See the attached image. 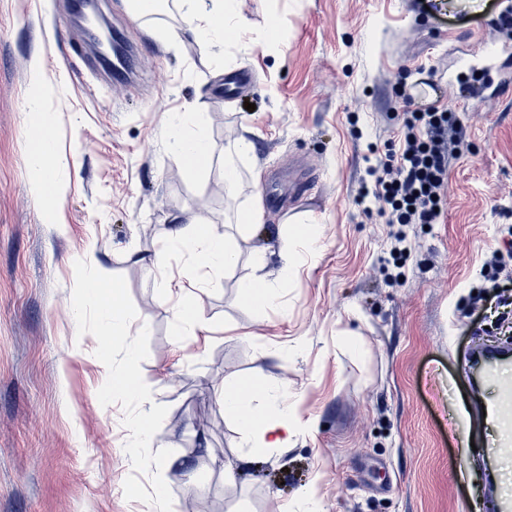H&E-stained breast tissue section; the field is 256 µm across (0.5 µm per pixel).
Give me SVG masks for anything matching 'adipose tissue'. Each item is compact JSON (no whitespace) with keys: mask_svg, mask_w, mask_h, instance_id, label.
<instances>
[{"mask_svg":"<svg viewBox=\"0 0 512 512\" xmlns=\"http://www.w3.org/2000/svg\"><path fill=\"white\" fill-rule=\"evenodd\" d=\"M189 30L194 38L207 44L223 43L231 34L243 30L235 0H201L200 5L189 8ZM54 120L51 113L38 114L39 136L33 151L34 185L39 193L54 191L55 184L50 176V159L54 153ZM202 118L195 107H187L183 116L173 123L172 145L189 169L199 170L209 159V147L200 127ZM188 247L192 257L188 276L220 267H232L238 256L226 240L210 234L198 222L177 226L167 247L153 256L145 258L150 268L165 265L170 247ZM269 389L247 390L228 389L220 395V402L226 415L232 417L240 429L251 436L255 449L265 450L284 447L288 434L295 422L290 407L270 403Z\"/></svg>","mask_w":512,"mask_h":512,"instance_id":"1","label":"adipose tissue"}]
</instances>
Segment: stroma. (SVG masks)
Returning <instances> with one entry per match:
<instances>
[{
    "label": "stroma",
    "instance_id": "35a3bbf8",
    "mask_svg": "<svg viewBox=\"0 0 512 512\" xmlns=\"http://www.w3.org/2000/svg\"><path fill=\"white\" fill-rule=\"evenodd\" d=\"M71 2L0 0V512H149L158 483L164 512H307L306 489L319 512H488L483 453L459 429L468 353L512 337L479 303L493 285L486 260L512 269V99L467 98L458 84L486 44L504 47L512 79V28L497 23L507 0H237L248 26L213 48L188 31L182 0L143 19L127 0H98L139 48L128 83L92 72ZM272 18L275 47L260 37ZM242 68L246 82L224 96L225 73ZM407 97L419 112L453 106L467 134L443 217L416 226L396 284L385 220L355 196ZM35 98L54 115L52 205L28 168ZM190 104L211 150L199 172L167 133ZM242 139L253 154L235 153ZM228 162L240 173L230 191ZM257 202L262 227L249 234L234 219ZM192 217L239 254L210 271L211 288L189 283L187 251L161 269L138 261ZM307 226L316 246L294 248L281 279L283 242ZM256 275L280 307L241 296ZM92 279L120 289V319L142 328L132 341L107 336ZM181 289L198 301L193 336L176 318ZM125 368L140 395H113L109 372ZM245 385L280 390L297 424L230 484L224 464L251 442L217 398ZM142 412L156 440L135 449ZM169 455L179 464L156 470Z\"/></svg>",
    "mask_w": 512,
    "mask_h": 512
}]
</instances>
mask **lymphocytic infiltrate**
<instances>
[{
    "label": "lymphocytic infiltrate",
    "mask_w": 512,
    "mask_h": 512,
    "mask_svg": "<svg viewBox=\"0 0 512 512\" xmlns=\"http://www.w3.org/2000/svg\"><path fill=\"white\" fill-rule=\"evenodd\" d=\"M465 137V127L452 109H408L395 147L368 168L374 189L359 191L357 200L363 214L376 209L385 216L393 259L411 256L413 225L439 222L448 165L458 157Z\"/></svg>",
    "instance_id": "1"
}]
</instances>
